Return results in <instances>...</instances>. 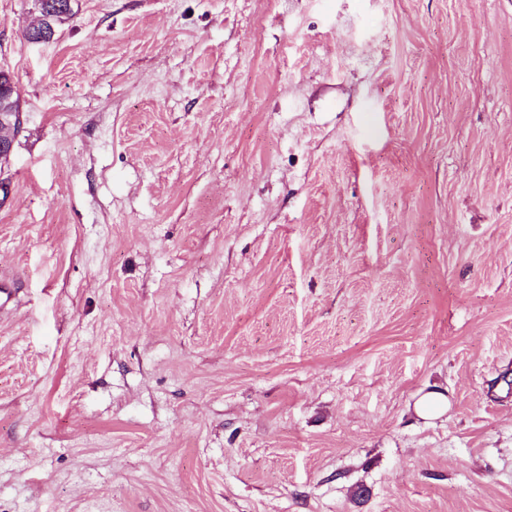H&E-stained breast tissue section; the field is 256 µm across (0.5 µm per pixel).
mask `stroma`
I'll return each instance as SVG.
<instances>
[{
	"instance_id": "obj_1",
	"label": "stroma",
	"mask_w": 512,
	"mask_h": 512,
	"mask_svg": "<svg viewBox=\"0 0 512 512\" xmlns=\"http://www.w3.org/2000/svg\"><path fill=\"white\" fill-rule=\"evenodd\" d=\"M73 10L0 0V512H512V0ZM38 0H34V8L36 11H34L35 16H41L44 18V20L40 23L39 29L41 31L44 30L46 35H36L29 37V41L31 43H47L52 39V35L54 36L55 29L65 23L68 19H70L73 16V6L72 2L73 0H42V2H53V5H49L50 9H43V11H38ZM55 4H58L59 7L57 8ZM51 38H49V37ZM23 112H1L0 111V129L1 125L6 128L11 129V131H15V134H12L8 139L1 138L0 135V154H10L12 141L18 135L17 131L21 130L23 125Z\"/></svg>"
}]
</instances>
